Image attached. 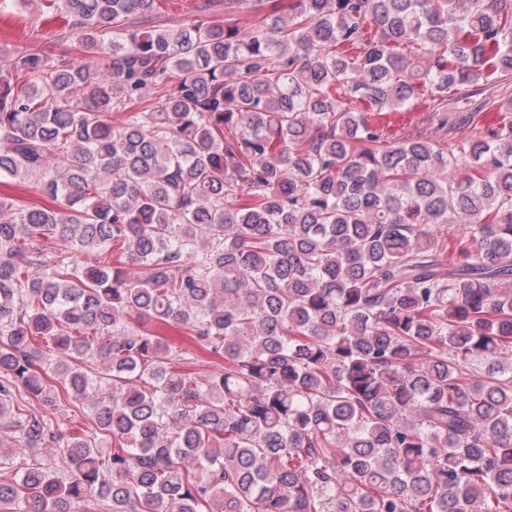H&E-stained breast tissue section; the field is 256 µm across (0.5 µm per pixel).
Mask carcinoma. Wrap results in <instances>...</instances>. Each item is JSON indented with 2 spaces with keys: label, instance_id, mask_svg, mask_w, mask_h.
Segmentation results:
<instances>
[{
  "label": "carcinoma",
  "instance_id": "obj_1",
  "mask_svg": "<svg viewBox=\"0 0 512 512\" xmlns=\"http://www.w3.org/2000/svg\"><path fill=\"white\" fill-rule=\"evenodd\" d=\"M155 2L0 74V512H512V0ZM219 7H213L208 0H157V9L152 14V23L156 29L170 28L194 19L206 18L219 12L224 16V0ZM0 194L2 197H11L24 203H38L45 206H57L51 200H43L31 193V190L14 181L2 178L0 181ZM8 420H0V475L14 474L22 463L19 449L16 448L14 442L10 439V433L5 428ZM2 442V444H1Z\"/></svg>",
  "mask_w": 512,
  "mask_h": 512
}]
</instances>
